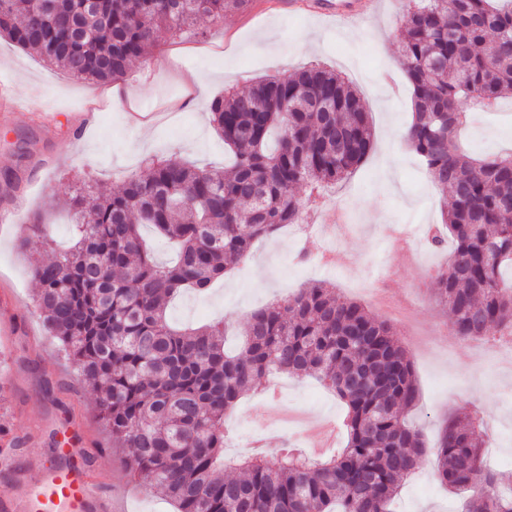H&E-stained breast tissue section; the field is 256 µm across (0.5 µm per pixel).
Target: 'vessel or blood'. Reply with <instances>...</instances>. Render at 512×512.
<instances>
[{
    "label": "vessel or blood",
    "instance_id": "b4317fda",
    "mask_svg": "<svg viewBox=\"0 0 512 512\" xmlns=\"http://www.w3.org/2000/svg\"><path fill=\"white\" fill-rule=\"evenodd\" d=\"M72 465L48 468L42 481L47 502L33 499L18 486L0 489V512H125L122 500L99 488L88 469L82 449L69 447Z\"/></svg>",
    "mask_w": 512,
    "mask_h": 512
}]
</instances>
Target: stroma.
<instances>
[{
  "label": "stroma",
  "mask_w": 512,
  "mask_h": 512,
  "mask_svg": "<svg viewBox=\"0 0 512 512\" xmlns=\"http://www.w3.org/2000/svg\"><path fill=\"white\" fill-rule=\"evenodd\" d=\"M206 38L165 35L149 57L134 63L120 101L103 99L96 82L76 80L33 52L0 40V73L30 111L0 120V176L19 174L18 188L0 179V484L25 479L43 498L38 467L63 465L59 453L71 437L83 440L100 488L125 498L129 512H174L146 477L131 478L125 454L111 445L96 416L97 396L59 352L35 307L29 259L43 250L30 224L50 223L59 246L72 235L69 199L93 178L116 191L149 156H175L197 166L224 165V142L207 103L224 90H247L258 78L288 76L313 61L341 73L359 92L373 133L363 165L315 196L304 216L306 233L284 227L257 240L250 254L207 295L184 293L169 307L171 320L197 326L216 319L229 326L237 348L248 315L284 300L306 283L321 282L362 303L390 324L405 347L418 388L408 420L422 432L427 454L404 477L396 512H461L463 497L434 477L435 447L443 423L475 415L482 421L490 464L512 469V359L493 358L499 331L478 339L453 335L448 312L434 294L450 250L432 247L443 231L447 193L426 176L418 156L401 139L411 122V90L398 57L401 0H377V9L353 26L290 5L250 0L224 20L201 22ZM155 114L150 131L132 125L131 108ZM94 118L81 137L77 120ZM461 148L475 157L512 153V97L495 112H471ZM347 409L313 377L282 373L265 389L238 401L224 421L225 460H240L262 444L267 459L283 449L306 450L310 427L334 428V448L346 443Z\"/></svg>",
  "instance_id": "stroma-1"
}]
</instances>
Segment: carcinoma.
I'll use <instances>...</instances> for the list:
<instances>
[{"mask_svg":"<svg viewBox=\"0 0 512 512\" xmlns=\"http://www.w3.org/2000/svg\"><path fill=\"white\" fill-rule=\"evenodd\" d=\"M250 0H0V38L35 51L66 74L122 80L160 34L186 33ZM399 62L412 86L403 138L450 199L453 243L436 297L463 338L512 333V155L474 159L458 139L463 104L491 106L512 90V0H408ZM232 153L228 167L149 159L120 191L74 193L71 247L51 225L31 230L51 257H36L34 302L49 333L98 393L97 417L176 512H387L399 481L425 452L405 413L418 396L393 328L319 284L250 313L246 340L224 348V322L177 329L167 308L184 290L224 278L253 243L304 213L295 189L319 190L352 174L373 147L367 112L338 73L311 66L262 79L207 105ZM153 227L177 246L157 261L141 234ZM277 373L314 376L347 408L345 448L328 459L253 455L224 474V418ZM471 418L448 421L433 448L437 480L468 493L462 512H512V479L484 465Z\"/></svg>","mask_w":512,"mask_h":512,"instance_id":"obj_1","label":"carcinoma"}]
</instances>
